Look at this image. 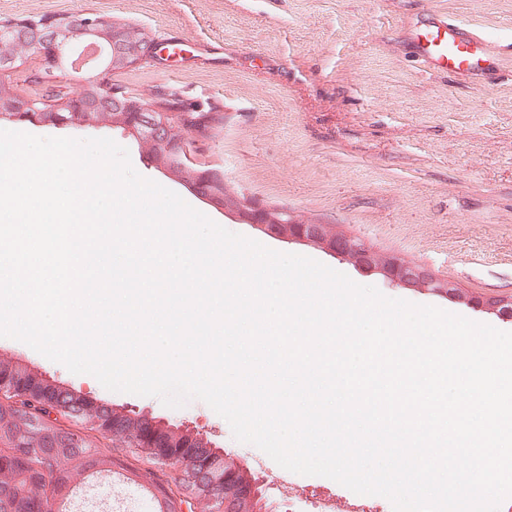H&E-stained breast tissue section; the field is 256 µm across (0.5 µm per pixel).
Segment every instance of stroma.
I'll return each mask as SVG.
<instances>
[{
	"label": "stroma",
	"instance_id": "stroma-1",
	"mask_svg": "<svg viewBox=\"0 0 512 512\" xmlns=\"http://www.w3.org/2000/svg\"><path fill=\"white\" fill-rule=\"evenodd\" d=\"M59 15L144 30L158 59L111 74L110 83L151 102L176 91L222 115L219 128L189 138L194 160L230 189L335 225L375 252L398 253L459 293L512 298V0H0V20ZM435 16L466 20L485 36L496 67L484 80L465 82L422 63L414 35ZM6 128L113 139L140 175L230 232L311 257L387 297L512 332V319L388 285L320 249L225 216L155 168L124 133L23 122ZM0 359L107 409L200 434L259 484L266 512H316L322 499L346 493L320 476L280 485V466L236 441L203 401L172 409L153 396L113 392L10 338L0 337Z\"/></svg>",
	"mask_w": 512,
	"mask_h": 512
}]
</instances>
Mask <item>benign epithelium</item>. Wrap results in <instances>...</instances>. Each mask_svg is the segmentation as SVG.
<instances>
[{
    "instance_id": "obj_1",
    "label": "benign epithelium",
    "mask_w": 512,
    "mask_h": 512,
    "mask_svg": "<svg viewBox=\"0 0 512 512\" xmlns=\"http://www.w3.org/2000/svg\"><path fill=\"white\" fill-rule=\"evenodd\" d=\"M1 42L22 43L34 58L48 61L59 73H70L66 59L77 45H100L105 50L104 61L87 72L73 76L80 90H89L105 84L106 74L116 65L138 64L153 52L154 46L145 47L128 36L126 28L112 24L102 17L75 16L58 24L51 20L27 22L19 26L1 28ZM112 111L126 112L129 120L123 124L124 132L138 144L152 142L161 148L160 155L170 159L171 155L189 151L187 140L173 138L180 126L179 109H159L143 98L133 101L127 95L112 91ZM46 101L37 92L15 91L13 101L0 107V120H16L18 116L36 110V104ZM186 187L196 193L205 203L224 211L233 219L257 227L265 235L286 242L313 245L323 252L352 264L359 270L379 276L384 282L418 292H442L458 302L479 311H491L499 317H512V299L496 295L467 297L456 292L449 282L436 279L433 274L418 264L405 261L400 256L378 254L361 241L341 233H332L326 224H298L288 211L280 210L274 217L262 207L241 198L229 199L222 194L202 188L200 183H188ZM224 462V471L216 469L215 459ZM241 468L226 460L224 452L209 449V454L195 463L193 480L206 488L207 497L193 501L192 512H214L212 505L218 501L229 502L226 495L228 482L239 475Z\"/></svg>"
}]
</instances>
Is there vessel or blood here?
Instances as JSON below:
<instances>
[{
    "label": "vessel or blood",
    "mask_w": 512,
    "mask_h": 512,
    "mask_svg": "<svg viewBox=\"0 0 512 512\" xmlns=\"http://www.w3.org/2000/svg\"><path fill=\"white\" fill-rule=\"evenodd\" d=\"M416 47L433 68L457 75L480 76L493 64L483 36L472 33L463 22L444 17L432 19L419 30Z\"/></svg>",
    "instance_id": "b4317fda"
}]
</instances>
